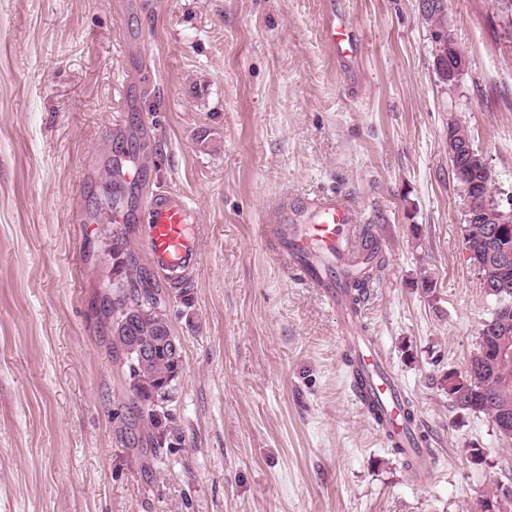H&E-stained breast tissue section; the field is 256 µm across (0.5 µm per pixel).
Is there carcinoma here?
<instances>
[{"instance_id":"carcinoma-1","label":"carcinoma","mask_w":512,"mask_h":512,"mask_svg":"<svg viewBox=\"0 0 512 512\" xmlns=\"http://www.w3.org/2000/svg\"><path fill=\"white\" fill-rule=\"evenodd\" d=\"M447 0H431L423 14L431 34L441 32L453 39L448 29ZM462 199L473 197L479 209L502 208L491 188L488 164L471 166L460 160L451 164ZM465 247L470 260L487 276L490 290L485 295L496 307L482 324L475 354L468 360L464 375L446 376L448 398L457 409L486 416L495 427H512V260L502 263L501 255L512 256V232L495 240L488 236L487 225L466 224ZM386 269V259L372 249L351 274L346 276L345 291L349 310L358 316L364 302L366 284ZM170 295L151 285L148 278L128 275L112 286L108 310L112 334L120 344L129 390L139 407L150 446L162 448L168 439L179 437L175 416L168 404L175 398L176 383L182 369V351L169 348L177 340L164 309ZM134 336L154 349L151 358L142 360L125 340Z\"/></svg>"}]
</instances>
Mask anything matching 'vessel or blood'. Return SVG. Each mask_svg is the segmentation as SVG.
<instances>
[{"mask_svg": "<svg viewBox=\"0 0 512 512\" xmlns=\"http://www.w3.org/2000/svg\"><path fill=\"white\" fill-rule=\"evenodd\" d=\"M325 37L339 57H347L353 39L347 22L329 16ZM309 220L288 221L289 205H281L264 228L279 264L307 287L316 289L342 318L341 343L353 347L363 381L357 399L382 434L400 436L407 453L419 455L418 431L403 411L404 389L379 343L360 340L357 324L346 316V298L336 278V267L351 263L357 249V228L351 207L331 194L309 199ZM108 220L135 224L151 266L171 283L186 279L200 263L199 227L187 200L177 194L146 192L132 204L112 208Z\"/></svg>", "mask_w": 512, "mask_h": 512, "instance_id": "1", "label": "vessel or blood"}]
</instances>
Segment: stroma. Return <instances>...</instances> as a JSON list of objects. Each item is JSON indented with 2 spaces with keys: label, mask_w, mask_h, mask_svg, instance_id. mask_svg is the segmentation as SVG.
<instances>
[{
  "label": "stroma",
  "mask_w": 512,
  "mask_h": 512,
  "mask_svg": "<svg viewBox=\"0 0 512 512\" xmlns=\"http://www.w3.org/2000/svg\"><path fill=\"white\" fill-rule=\"evenodd\" d=\"M0 0V512H512V439L455 410L494 303L465 248L448 158L462 121L512 197V12L447 0L467 67L444 90L420 0ZM353 25L329 49V11ZM140 45L129 56L125 43ZM184 196L201 262L169 286L179 438L146 432L106 310L113 156ZM344 198L384 241L361 318L413 402L426 483L391 454L339 322L273 258L282 198ZM483 453L470 460V449Z\"/></svg>",
  "instance_id": "obj_1"
}]
</instances>
